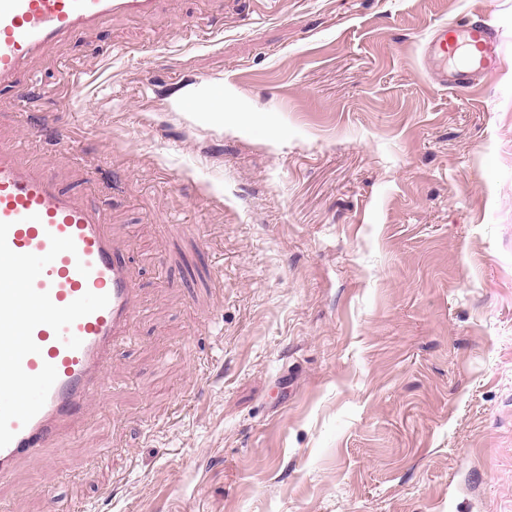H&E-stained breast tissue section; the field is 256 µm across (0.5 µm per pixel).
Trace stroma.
I'll return each mask as SVG.
<instances>
[{"mask_svg": "<svg viewBox=\"0 0 512 512\" xmlns=\"http://www.w3.org/2000/svg\"><path fill=\"white\" fill-rule=\"evenodd\" d=\"M480 11L506 62L443 88ZM30 76L0 132L105 203L147 315L0 512H512V0H165Z\"/></svg>", "mask_w": 512, "mask_h": 512, "instance_id": "stroma-1", "label": "stroma"}]
</instances>
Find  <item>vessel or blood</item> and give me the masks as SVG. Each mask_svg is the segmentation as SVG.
I'll return each mask as SVG.
<instances>
[{
	"label": "vessel or blood",
	"instance_id": "b4317fda",
	"mask_svg": "<svg viewBox=\"0 0 512 512\" xmlns=\"http://www.w3.org/2000/svg\"><path fill=\"white\" fill-rule=\"evenodd\" d=\"M160 0H0V97L32 62L117 17L151 22ZM425 57L460 56L442 85L472 87L504 63L486 19L443 26ZM23 139L0 137V478L81 422L109 389L140 315L136 277L102 206L63 188Z\"/></svg>",
	"mask_w": 512,
	"mask_h": 512
}]
</instances>
